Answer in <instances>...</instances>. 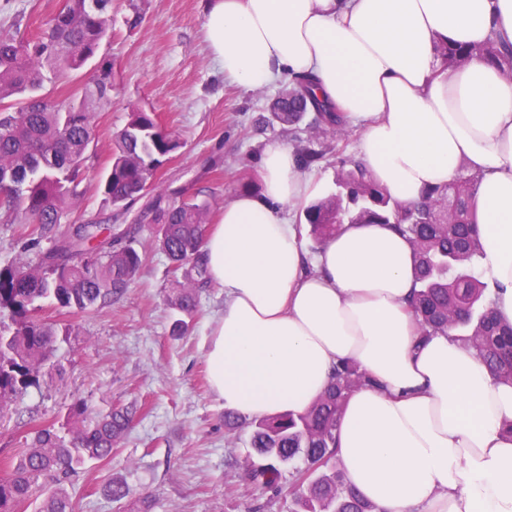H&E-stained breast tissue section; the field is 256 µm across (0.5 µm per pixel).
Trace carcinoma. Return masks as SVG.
I'll use <instances>...</instances> for the list:
<instances>
[{
	"instance_id": "1",
	"label": "carcinoma",
	"mask_w": 512,
	"mask_h": 512,
	"mask_svg": "<svg viewBox=\"0 0 512 512\" xmlns=\"http://www.w3.org/2000/svg\"><path fill=\"white\" fill-rule=\"evenodd\" d=\"M112 0H65L47 26L18 39L0 36V219L34 224L52 246L29 263L0 266V406L20 399L39 384L53 356L57 329L38 317L41 303L74 312L104 307L121 296L143 265L129 245L141 224L152 225L158 249L174 264L169 295L177 311L193 315L195 289L208 283L203 262L208 204L181 189H165L158 169L180 142L152 112L135 109L114 140L112 161L99 189L113 209L128 212L146 189L154 196L134 221L116 231L95 221L57 235L69 220L84 163L94 143L91 103L112 89V62L99 61L81 97L65 103L48 99L46 85L68 79L94 58L112 30ZM450 68L479 55L512 79V47L490 40L478 48L442 45ZM314 113L315 137L339 142L349 135L343 118L319 102L313 81L290 77L271 104V120L293 130ZM477 178L461 174L444 187H427L418 202L405 205L353 160L336 172V190L303 208L313 250L346 224H386L410 243L419 288L411 308L421 339L448 332L457 336L499 380L512 384V323L490 302L488 285L475 273L482 252L476 214ZM10 324H4V320ZM377 387L348 361L336 363L331 385L304 411L264 419L224 412L230 431L251 429L246 480L280 494L289 489L293 512H377L336 468V437L341 411L350 394ZM69 441L52 429L33 428L29 447L10 459L0 475V512H21L33 491H41L39 512H74L64 484L88 460H108L130 429L133 411L113 409L92 417L86 404L72 409ZM112 500H138L151 512L152 499L125 481L104 487Z\"/></svg>"
}]
</instances>
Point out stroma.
Masks as SVG:
<instances>
[{
  "label": "stroma",
  "instance_id": "1",
  "mask_svg": "<svg viewBox=\"0 0 512 512\" xmlns=\"http://www.w3.org/2000/svg\"><path fill=\"white\" fill-rule=\"evenodd\" d=\"M64 0H0V35L33 34ZM203 0H112V35L102 50L117 76L94 115L95 146L73 206L72 223L110 221L121 228L145 206L115 214L96 190L111 163L112 139L132 108L155 113L180 140L157 173L159 181L201 192L208 225L225 203L252 183L260 194V163L273 141L290 148L321 149L303 120L295 133L269 123L279 85L245 89L225 80L202 40ZM133 247L146 260L124 294L111 305L74 313L43 305L40 316L68 337L59 342L39 387L0 410V462L25 447L33 425L61 426L70 407L85 401L103 414L135 408L131 427L111 459L90 460L68 491L76 512H133L103 493L111 478L151 495V512H291L288 494L249 484L239 466L249 450L248 432L228 434L224 402L208 385L209 321L224 308L214 285L198 291V310L187 331H173L177 312L167 296L172 268L149 228Z\"/></svg>",
  "mask_w": 512,
  "mask_h": 512
}]
</instances>
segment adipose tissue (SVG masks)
<instances>
[{
  "label": "adipose tissue",
  "mask_w": 512,
  "mask_h": 512,
  "mask_svg": "<svg viewBox=\"0 0 512 512\" xmlns=\"http://www.w3.org/2000/svg\"><path fill=\"white\" fill-rule=\"evenodd\" d=\"M204 13L226 80L313 76L393 198L410 204L458 173L477 177L478 274L512 322V80L477 56L448 69L435 51L512 42V0H205ZM260 175L262 194L225 204L202 247L224 291L212 391L250 418L301 412L350 361L377 385L347 398L337 456L379 512H512V385L456 336L420 340L408 241L385 224H349L307 266L282 210L320 194V181L280 143Z\"/></svg>",
  "instance_id": "obj_1"
}]
</instances>
